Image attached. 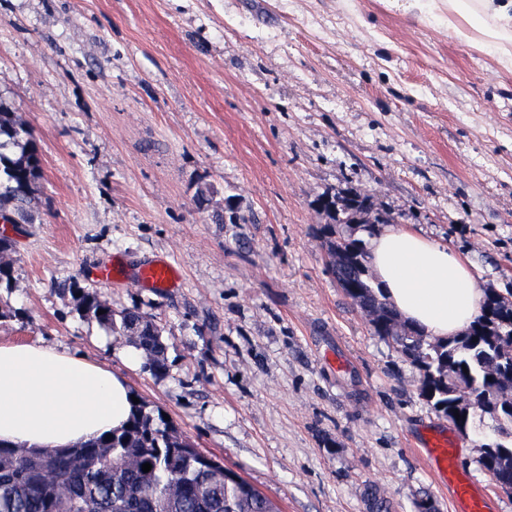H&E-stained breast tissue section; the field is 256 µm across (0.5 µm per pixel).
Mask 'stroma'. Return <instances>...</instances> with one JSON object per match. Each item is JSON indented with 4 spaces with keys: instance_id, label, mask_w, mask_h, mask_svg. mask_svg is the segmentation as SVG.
<instances>
[{
    "instance_id": "35a3bbf8",
    "label": "stroma",
    "mask_w": 512,
    "mask_h": 512,
    "mask_svg": "<svg viewBox=\"0 0 512 512\" xmlns=\"http://www.w3.org/2000/svg\"><path fill=\"white\" fill-rule=\"evenodd\" d=\"M0 109L44 162L33 223L8 232L1 342L112 370L282 512H368L371 482L397 512L424 495L456 512L424 463L437 429L512 512L472 434L328 273L316 203L368 193L483 291L512 288V67L450 31L445 0H0ZM228 195L247 223L213 222ZM154 260L176 287L129 281ZM113 264L125 278L99 280ZM69 280L161 325L165 373L129 365Z\"/></svg>"
}]
</instances>
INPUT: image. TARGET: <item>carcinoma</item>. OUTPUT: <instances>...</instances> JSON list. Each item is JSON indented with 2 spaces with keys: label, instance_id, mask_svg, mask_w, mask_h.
Returning a JSON list of instances; mask_svg holds the SVG:
<instances>
[{
  "label": "carcinoma",
  "instance_id": "carcinoma-1",
  "mask_svg": "<svg viewBox=\"0 0 512 512\" xmlns=\"http://www.w3.org/2000/svg\"><path fill=\"white\" fill-rule=\"evenodd\" d=\"M44 177L43 159L31 132L0 112V219L31 224L30 194ZM320 208L330 219L325 246L328 271L361 309L372 315L375 335L390 338L424 372L421 394L460 431L481 440L478 464L504 492H512V289L486 294L480 315L462 333L431 341L400 321L373 286L362 242L336 228L385 223L371 217L372 197L355 189L326 194ZM217 224H244L234 198L215 211ZM12 240L0 235V283L11 276L3 255ZM112 335L146 357L154 375L166 370L164 329L135 309L116 311L95 295L82 298ZM459 416H454V413ZM494 425L482 427L483 416ZM149 463V472L142 465ZM365 495L371 512H391L374 484ZM0 512H282L238 473L201 453L164 417L133 405L128 423L71 448H25L0 443Z\"/></svg>",
  "mask_w": 512,
  "mask_h": 512
}]
</instances>
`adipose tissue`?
Returning <instances> with one entry per match:
<instances>
[{
  "instance_id": "obj_1",
  "label": "adipose tissue",
  "mask_w": 512,
  "mask_h": 512,
  "mask_svg": "<svg viewBox=\"0 0 512 512\" xmlns=\"http://www.w3.org/2000/svg\"><path fill=\"white\" fill-rule=\"evenodd\" d=\"M448 26L467 42L494 40L512 65V0H448ZM368 262L400 317L436 340L480 314L484 292L463 256L405 226L371 242ZM133 400L123 378L86 358L36 344L0 342V441L67 448L121 427Z\"/></svg>"
}]
</instances>
